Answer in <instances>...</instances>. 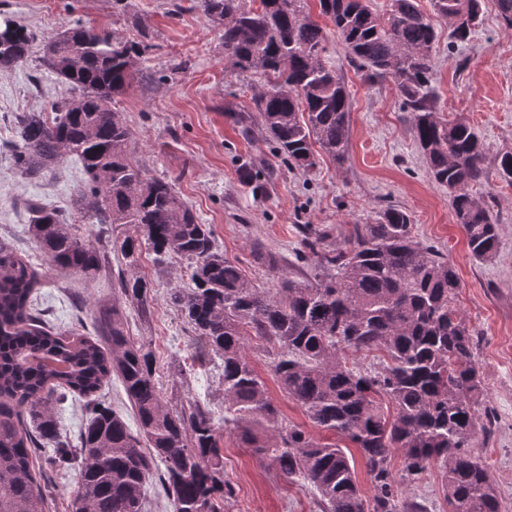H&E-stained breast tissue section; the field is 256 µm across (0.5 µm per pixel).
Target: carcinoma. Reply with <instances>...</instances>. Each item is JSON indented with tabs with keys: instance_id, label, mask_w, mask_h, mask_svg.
<instances>
[{
	"instance_id": "carcinoma-1",
	"label": "carcinoma",
	"mask_w": 512,
	"mask_h": 512,
	"mask_svg": "<svg viewBox=\"0 0 512 512\" xmlns=\"http://www.w3.org/2000/svg\"><path fill=\"white\" fill-rule=\"evenodd\" d=\"M306 0H196L221 29L232 66L260 75L253 100L275 157L292 170L314 169L320 155L341 165L351 138L352 100L344 78L323 59V27ZM351 63L369 83L391 78L409 112L432 180L448 189L456 223L477 261L500 243L494 197L472 188L487 175V151L467 122L440 117L432 95L435 23L418 0H390L376 14L370 0H318ZM448 22L450 44L470 40L482 0H431ZM34 35L11 19L0 23V70L28 61ZM151 48L148 34L125 40L101 26L78 23L43 37L42 66L66 94L53 118L29 112L17 120L15 160L39 179L75 157L86 184L77 215L30 204L29 238L36 264L0 242V512H43V460L75 472L69 512H142L158 478L170 512H224L233 495L224 480L223 430L233 432L268 466L311 488L320 512H425L397 491L391 469L401 451L405 476L440 469L449 512H501L488 467L472 447L484 383L474 361L475 331L456 304L462 288L440 252L413 234L410 215L387 206L374 221L353 225L343 245L306 230L297 260L310 273L288 271L275 255L255 260L276 277L269 290L224 257L173 184L146 176L132 160L129 131L112 103L129 86ZM512 185V151L493 160ZM108 224L112 249L127 275L125 299L148 319L149 284L142 253L158 266L187 262V281L171 301L194 333L198 352L221 360L224 426L198 403L170 407L155 376L156 360L131 337L121 301L100 310L98 336L56 331L35 306L39 288L58 270L92 279L107 258L77 224ZM104 337L109 347L101 345ZM262 342L278 383L322 431L349 441L365 461L374 488L363 495L343 448L283 422L248 351ZM382 351L378 369L349 364L347 353ZM117 377L136 410L138 433L99 400ZM85 401L77 436L61 431L53 404Z\"/></svg>"
}]
</instances>
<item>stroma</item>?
I'll use <instances>...</instances> for the list:
<instances>
[{"label":"stroma","instance_id":"obj_1","mask_svg":"<svg viewBox=\"0 0 512 512\" xmlns=\"http://www.w3.org/2000/svg\"><path fill=\"white\" fill-rule=\"evenodd\" d=\"M181 3V13L174 15L168 0H125L121 12L112 0H0V18H12L40 36L78 22L109 27L127 40L138 39L139 28L148 30L153 49L115 103L129 129L132 156L148 176L173 182L200 221L210 225L225 256L238 261L259 287H275L276 281L255 262L254 245L276 254L294 272L302 225L328 230L329 244L336 245L353 225L373 220L381 208H406L417 239L446 255L461 279L456 304L478 333L475 363L492 420L490 435H476L475 451L512 508V186L488 168L479 191L494 195L502 231L497 254L476 261L453 219L447 189L427 173L396 85L361 79L330 26L323 59L344 76L352 97L348 158L341 166L319 158L307 174L279 166L260 126L248 134L241 127L242 117L254 111L258 75L233 69L213 23L193 0ZM436 25L433 86L441 117L469 123L488 156L512 151V31L499 21L495 0H484L481 24L456 50L448 48L447 22L440 19ZM41 55L40 46H33L26 65L0 71V241L26 255L33 252L25 232L30 203L74 213L85 182L74 159L38 180L25 177L14 162L10 145L18 116L49 112L62 91L42 66ZM81 231L99 235L109 252L104 266L90 281L55 272L37 300L49 325L80 327L90 334L99 309L121 292L106 225L85 224ZM140 272L150 282L153 314L143 319L134 302H125L128 330L153 350L165 402L207 405L216 422H223L218 359L197 360L193 333L170 299L182 283L181 264L162 270L146 253ZM250 354L285 422L313 431L304 410L280 390L258 341H251ZM224 477L234 491L224 512H317L310 488L269 467L229 432L224 435ZM398 490L423 502L427 512H448L437 468Z\"/></svg>","mask_w":512,"mask_h":512}]
</instances>
